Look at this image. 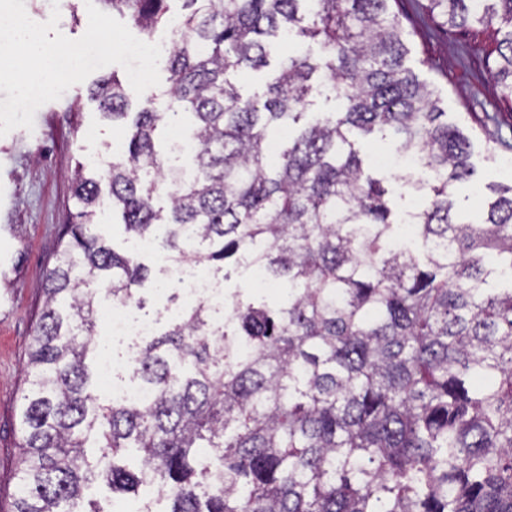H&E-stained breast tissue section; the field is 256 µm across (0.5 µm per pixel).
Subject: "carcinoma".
<instances>
[{"instance_id": "obj_1", "label": "carcinoma", "mask_w": 512, "mask_h": 512, "mask_svg": "<svg viewBox=\"0 0 512 512\" xmlns=\"http://www.w3.org/2000/svg\"><path fill=\"white\" fill-rule=\"evenodd\" d=\"M164 2L112 8L149 33ZM183 2L167 56L172 111L151 95L132 104L115 75L91 89L103 117L133 133L103 179L72 174L76 222L42 283L11 512H104L80 507L99 478L114 492L150 479L167 512H512V182L491 187L480 223L458 217L450 188L475 173L472 143L405 65L389 0ZM421 9L471 34L464 58L491 33L486 56L512 102V0ZM295 35L320 54L282 57L262 94H243L236 77ZM316 94L339 108L305 123ZM174 121L197 146L190 176L156 147ZM388 134L429 174L397 175L423 200L406 225L418 249L397 239L388 173L363 160L364 144ZM104 188L129 241L162 228L173 263L259 266L281 294L232 293L222 329L199 302L146 341L132 370L147 392L138 405L94 394L98 309L141 304L149 279L95 231ZM127 448L140 468L116 462Z\"/></svg>"}]
</instances>
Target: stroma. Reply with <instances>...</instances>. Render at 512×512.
<instances>
[{
  "label": "stroma",
  "instance_id": "stroma-1",
  "mask_svg": "<svg viewBox=\"0 0 512 512\" xmlns=\"http://www.w3.org/2000/svg\"><path fill=\"white\" fill-rule=\"evenodd\" d=\"M393 8L408 34L409 66L420 81L438 91L449 124L472 141L475 174L455 185L453 193L462 216L480 222V200L472 189L483 188V198L492 199L488 187L502 182L503 173L498 161L487 157L479 116L497 114L502 134L512 138V116L491 75L494 65L480 53L460 65L462 35L436 27L415 0H395ZM25 9L39 23L59 10L58 28L71 39L80 38L88 27L85 0H25ZM113 73L126 75L116 64L98 69L59 99L42 105L33 130L17 128L0 136V253L10 259L0 276V512H10L17 490L26 363L44 310L41 284L56 261L61 229L76 211L70 175L81 166L88 176H100L112 159L116 129L102 117L90 90ZM164 254L158 245L142 255L151 276L141 291V312L156 319L161 330L173 322V310L184 306L177 289L168 285L172 274L164 267Z\"/></svg>",
  "mask_w": 512,
  "mask_h": 512
}]
</instances>
